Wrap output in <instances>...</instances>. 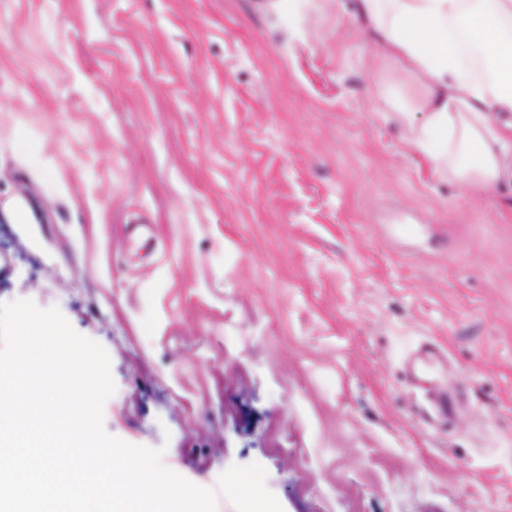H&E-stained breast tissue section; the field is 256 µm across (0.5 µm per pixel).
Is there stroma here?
Here are the masks:
<instances>
[{
  "label": "stroma",
  "mask_w": 512,
  "mask_h": 512,
  "mask_svg": "<svg viewBox=\"0 0 512 512\" xmlns=\"http://www.w3.org/2000/svg\"><path fill=\"white\" fill-rule=\"evenodd\" d=\"M358 33L354 0H0V302L103 345L106 431L216 512H512V182L434 175Z\"/></svg>",
  "instance_id": "1"
}]
</instances>
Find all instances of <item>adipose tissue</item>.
Segmentation results:
<instances>
[{
  "label": "adipose tissue",
  "instance_id": "1",
  "mask_svg": "<svg viewBox=\"0 0 512 512\" xmlns=\"http://www.w3.org/2000/svg\"><path fill=\"white\" fill-rule=\"evenodd\" d=\"M360 36L423 88L426 115L412 134L436 172L467 192L489 193L512 178V0H355ZM466 30L484 55L485 75L467 68L454 35Z\"/></svg>",
  "mask_w": 512,
  "mask_h": 512
}]
</instances>
